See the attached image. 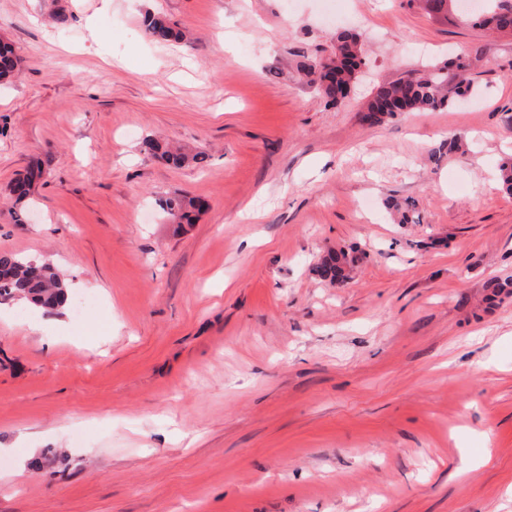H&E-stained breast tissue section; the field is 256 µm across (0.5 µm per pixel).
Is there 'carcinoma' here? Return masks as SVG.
<instances>
[{
    "instance_id": "carcinoma-1",
    "label": "carcinoma",
    "mask_w": 512,
    "mask_h": 512,
    "mask_svg": "<svg viewBox=\"0 0 512 512\" xmlns=\"http://www.w3.org/2000/svg\"><path fill=\"white\" fill-rule=\"evenodd\" d=\"M472 23L496 31L512 32V0H483V7L472 13ZM146 29L153 40L160 43L178 42L183 33L158 13L145 17ZM365 63L363 34L353 30L336 32L330 52L325 57L301 55L297 71L308 78L317 94L328 106H339L349 96L358 69ZM22 58L14 46L0 41V84L11 82L20 71ZM471 58L456 57L425 70H407L397 78L377 84L361 111L364 123L375 125L398 112L436 110L453 105L459 98L474 90L466 78L472 69ZM146 147L162 154L175 167L199 163L203 157L173 150L159 141L148 140ZM44 164L38 163L25 175L8 186L7 191L15 206L17 217H27L35 181L42 177ZM168 214L181 221L189 210L203 208L199 200L171 197L164 201ZM353 259L343 252L330 253L315 266L314 272L323 280L339 282L345 277ZM30 261L9 252H0V298L26 302L37 309L51 312L64 306L70 289L55 267L39 262L40 273L30 275Z\"/></svg>"
}]
</instances>
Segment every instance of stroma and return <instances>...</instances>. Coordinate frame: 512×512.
Masks as SVG:
<instances>
[{"label":"stroma","mask_w":512,"mask_h":512,"mask_svg":"<svg viewBox=\"0 0 512 512\" xmlns=\"http://www.w3.org/2000/svg\"><path fill=\"white\" fill-rule=\"evenodd\" d=\"M338 4L0 0L23 58L0 87V251L96 301L0 304V512H512V296L488 287L512 275V33ZM149 12L185 39L153 41ZM357 28L354 92L325 107L294 60ZM476 55L473 98L362 123L375 84ZM44 160L17 222L6 188ZM176 194L204 201L193 223ZM339 249L357 262L324 282ZM146 147L153 152H160L166 160L175 167H182L191 163H200L203 157L196 153L190 155L180 150H173L168 145L159 141L148 140ZM163 206H165L168 214L175 221L177 220V223H180L181 220L188 217L189 209H201L203 208V203L194 199L171 197L164 201ZM353 262V259L344 252L329 253L315 266L314 272L322 280L337 283L345 277L347 269Z\"/></svg>","instance_id":"obj_1"}]
</instances>
